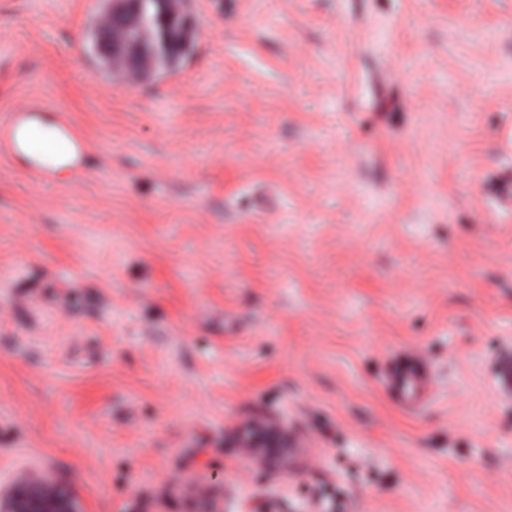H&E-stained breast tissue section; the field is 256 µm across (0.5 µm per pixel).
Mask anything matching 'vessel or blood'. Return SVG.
<instances>
[{
    "label": "vessel or blood",
    "mask_w": 512,
    "mask_h": 512,
    "mask_svg": "<svg viewBox=\"0 0 512 512\" xmlns=\"http://www.w3.org/2000/svg\"><path fill=\"white\" fill-rule=\"evenodd\" d=\"M45 108L40 104L22 110L0 114V155L14 157L28 150H39L40 156L31 162L29 176L37 181L49 179L57 166L81 172L88 152L87 140L80 127L70 119H61L55 126L58 140H41L38 128ZM426 383L425 368L412 363L393 379L392 387L401 406L414 405Z\"/></svg>",
    "instance_id": "obj_1"
}]
</instances>
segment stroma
Masks as SVG:
<instances>
[{"mask_svg": "<svg viewBox=\"0 0 512 512\" xmlns=\"http://www.w3.org/2000/svg\"><path fill=\"white\" fill-rule=\"evenodd\" d=\"M110 0H0V481L86 512H512V0H192L175 71L105 74ZM430 398L388 385L413 360ZM284 421L287 468L244 465ZM47 107L32 104L16 112L0 114V155L8 158L26 155V150L40 152L34 162L30 161L29 176L36 181L49 179L56 170L55 163L61 162L63 167L80 173L83 169L84 158L88 152L87 140L80 127L64 117L55 126L57 138L65 143L63 148L56 143L46 141L41 136L52 135L54 130L38 127ZM37 140L41 147L37 146ZM27 156V155H26ZM1 512H82L80 500L38 471H21L0 485Z\"/></svg>", "mask_w": 512, "mask_h": 512, "instance_id": "stroma-1", "label": "stroma"}]
</instances>
